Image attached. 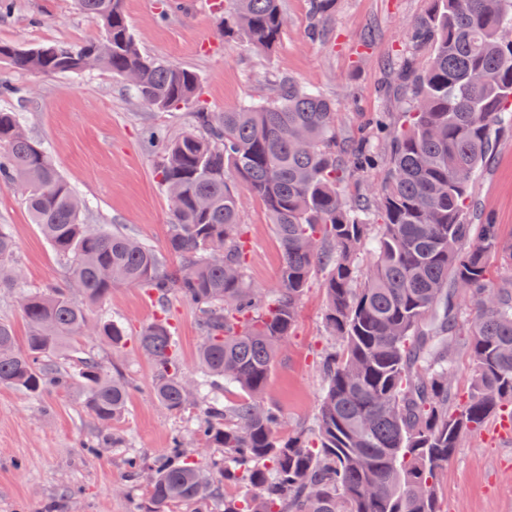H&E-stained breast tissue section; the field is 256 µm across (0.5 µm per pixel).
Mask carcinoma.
<instances>
[{
    "label": "carcinoma",
    "mask_w": 512,
    "mask_h": 512,
    "mask_svg": "<svg viewBox=\"0 0 512 512\" xmlns=\"http://www.w3.org/2000/svg\"><path fill=\"white\" fill-rule=\"evenodd\" d=\"M78 4L109 38L105 53L89 58L96 38L0 43V60L39 76L133 70L144 105L196 107L192 130L163 138L156 167L170 203L166 252L180 267L167 273L150 244L83 223L86 204L48 151L26 135L18 113L0 110V184L21 189L31 223L67 263L60 282L20 294L23 343L0 319V387L38 398L78 385L100 425L118 421L128 381L109 377L91 354L78 357L75 371L62 357L77 354L74 341L87 335L123 348L124 323L104 312L93 318L90 308H102L117 285L138 286L159 310L136 336L154 368L155 398L173 413L202 412L193 430L200 451L176 437L149 465L127 459L128 477L150 471L137 512H440V471L461 437L512 413V277L489 275L494 260L512 268V240L472 195L497 130L512 126V0H431L409 24L410 45L428 56L397 73L405 129L393 134L381 118L347 145L336 139L334 104L285 75L270 100L206 110L195 72L140 49L123 0ZM310 5L317 33L333 0ZM224 12V32L273 53L286 25L281 0H226ZM376 170L380 195L346 190V175ZM241 190L264 205L283 250L280 285L268 293L247 282ZM374 230L375 259L363 267L358 254ZM214 243L224 246L221 260L211 257ZM15 252L0 225V288L19 287ZM316 266L326 269L333 343L320 359L313 436H286L265 394ZM459 290L471 305L464 332ZM174 296L195 309L201 329L193 379L168 318ZM461 350L471 366L464 389L456 380ZM219 381L242 396L231 405L201 397Z\"/></svg>",
    "instance_id": "cac0c4a2"
}]
</instances>
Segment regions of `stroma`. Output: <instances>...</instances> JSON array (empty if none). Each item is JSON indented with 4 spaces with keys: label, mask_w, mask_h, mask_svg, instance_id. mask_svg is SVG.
<instances>
[{
    "label": "stroma",
    "mask_w": 512,
    "mask_h": 512,
    "mask_svg": "<svg viewBox=\"0 0 512 512\" xmlns=\"http://www.w3.org/2000/svg\"><path fill=\"white\" fill-rule=\"evenodd\" d=\"M215 2L185 0L183 11L169 14L164 0H124L142 51L195 71L199 101L209 111L270 98L274 75L283 74L334 101L339 140L359 139L384 113L403 125L407 104L392 89L395 69L411 53L408 26L426 12L428 0H335L319 40L308 36L310 0H281L286 26L270 55L225 35ZM97 34L76 0H15L11 12L0 15L4 43L81 44ZM0 82L29 88V96L0 98V109L19 113L29 135L48 148L88 203L85 223L122 226L164 250L169 200L155 172L162 148L158 132L190 130L188 108H146L125 80L106 71L35 77L0 64ZM473 195L501 234L512 237V128L498 138ZM240 219L249 241L251 285L263 292L277 287L282 248L265 207L242 196ZM0 224L9 226L16 241L24 287L43 288L63 277L65 265L31 223L19 188L0 186ZM324 279L323 270L313 272L266 391L284 416L286 434L311 427L322 395L317 361L328 345ZM106 308L128 329L125 347L112 350L94 336L81 343L130 384L127 412L114 425L121 447H101L106 429L83 411L79 389L35 399L0 388V512H45L51 505L59 512H136L145 485L129 482L128 457L156 458L175 434L190 436L194 411L173 414L155 399L153 367L135 339L139 327L156 317V306L143 289L121 285ZM169 317L182 368L195 374L201 342L196 313L175 296ZM498 424L491 419L479 433L461 438L438 484L441 512H512V432ZM93 443L94 454L88 450Z\"/></svg>",
    "instance_id": "35a3bbf8"
}]
</instances>
